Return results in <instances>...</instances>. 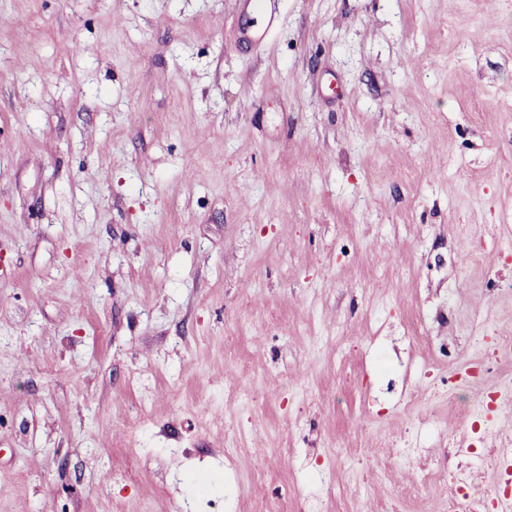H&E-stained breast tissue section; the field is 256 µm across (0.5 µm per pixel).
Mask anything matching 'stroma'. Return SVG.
I'll return each mask as SVG.
<instances>
[{"label": "stroma", "mask_w": 512, "mask_h": 512, "mask_svg": "<svg viewBox=\"0 0 512 512\" xmlns=\"http://www.w3.org/2000/svg\"><path fill=\"white\" fill-rule=\"evenodd\" d=\"M509 213L512 0H0V512L512 493Z\"/></svg>", "instance_id": "obj_1"}]
</instances>
